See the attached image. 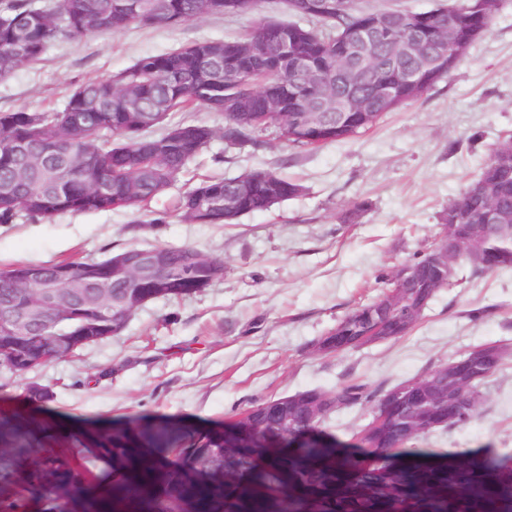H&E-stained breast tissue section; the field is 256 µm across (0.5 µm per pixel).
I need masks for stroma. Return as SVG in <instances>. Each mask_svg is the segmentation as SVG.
<instances>
[{
  "label": "stroma",
  "mask_w": 512,
  "mask_h": 512,
  "mask_svg": "<svg viewBox=\"0 0 512 512\" xmlns=\"http://www.w3.org/2000/svg\"><path fill=\"white\" fill-rule=\"evenodd\" d=\"M265 17L291 19L278 0H264L252 14L58 40L40 61L0 78V110H61L82 82L111 77L146 54L244 35ZM187 121L217 135L148 210L19 214L0 224V269L100 260L131 246H189L223 260V277L184 299L143 304L121 334L69 357L24 373L0 368V411L26 409L28 388L39 386L53 395L43 415L55 424L93 428L143 415L220 424L305 389L361 383L385 391L496 344L509 353L483 386L481 417L410 445L458 456L487 447L512 458V269H465L397 339L338 354L317 348L352 308L384 293L387 278L426 247L448 204L512 137V0H500L489 31L427 93L343 142L297 147L272 126L255 142L232 144L223 115L204 108L172 112L166 124ZM261 170L297 182L301 193L234 224L190 223L175 209L202 179ZM371 417V405L344 408L326 429L355 457L352 443Z\"/></svg>",
  "instance_id": "35a3bbf8"
}]
</instances>
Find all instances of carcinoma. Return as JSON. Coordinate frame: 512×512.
Segmentation results:
<instances>
[{"instance_id": "cac0c4a2", "label": "carcinoma", "mask_w": 512, "mask_h": 512, "mask_svg": "<svg viewBox=\"0 0 512 512\" xmlns=\"http://www.w3.org/2000/svg\"><path fill=\"white\" fill-rule=\"evenodd\" d=\"M263 0H56L39 9L30 0H0V75L35 63L60 38L116 32L131 24L177 27L196 18L239 15L259 10ZM288 12L308 25L266 18L245 36L199 41L161 54H146L106 79L77 85L56 112L0 110V224L21 212L51 219L66 213L145 210L172 186L186 166L216 136L205 123H183L159 136L148 129L175 108L203 107L224 115V140L244 142L270 125L294 145L311 148L345 141L372 127L381 115L424 95L457 66L470 45L491 23V6L463 0L448 16V5L424 19L404 10L405 33L425 25L452 24L456 37L431 46L443 58L429 70L419 58H400L388 50L376 30L363 53L376 61L373 70L347 84L342 43L348 30L368 23L383 10L348 0L320 12L307 0H283ZM272 28L283 31L292 58L274 69L268 60L279 45L264 39ZM416 69L414 82L399 87L366 109L336 108V98L370 97L376 86L393 82L401 70ZM301 112H325L323 128L310 139L296 123ZM508 142L496 148L480 180L498 196L497 225L478 242L484 263L466 252L449 265L458 279L462 265L478 271L512 268V163L502 164ZM237 179L213 177L184 191L177 201L183 220L196 224H232L242 215L266 211L297 196L301 187L273 171ZM482 200L465 191L446 213L480 223ZM168 261L165 274L135 288L112 279L101 293L86 289L79 318L68 325L74 342H95L120 334L143 300L179 299L212 285L224 264L192 247L157 246ZM422 253L407 264L412 280L403 295L388 294L353 308L331 331L324 352L360 347V338L395 339L405 335L443 288ZM71 271L84 282L104 261L43 263L52 273ZM27 268L0 270V300L13 295L15 280ZM488 358L473 363L470 354L456 359L458 383L467 399L443 396L427 404L426 384L441 364L392 389L377 393L359 384L334 391L313 388L264 400L240 420L201 425L186 420L145 419L84 429L68 435L33 414L0 416V512H512V465L489 448L471 451L460 461L407 452L404 444L438 429L463 427L481 414V387L501 367L507 350L482 347ZM73 353L55 350L33 334L22 352L38 367L47 359ZM374 404L385 420L361 438L366 454L347 459L343 442L324 429L343 408ZM62 441L77 449L66 462L50 449ZM105 465L93 473L91 460Z\"/></svg>"}]
</instances>
